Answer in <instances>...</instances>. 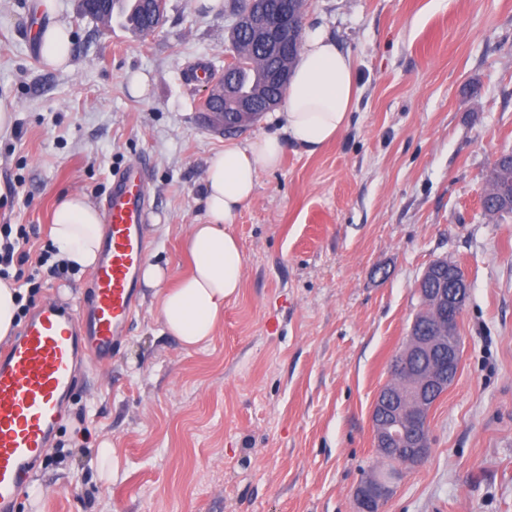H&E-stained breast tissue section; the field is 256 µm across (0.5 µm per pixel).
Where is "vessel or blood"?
<instances>
[{
  "label": "vessel or blood",
  "mask_w": 512,
  "mask_h": 512,
  "mask_svg": "<svg viewBox=\"0 0 512 512\" xmlns=\"http://www.w3.org/2000/svg\"><path fill=\"white\" fill-rule=\"evenodd\" d=\"M147 170L136 164L115 179L104 202L101 259L82 301L41 306L19 336L0 347V512H13L78 383L83 358L101 366L128 332L138 302L137 274L147 253Z\"/></svg>",
  "instance_id": "obj_1"
}]
</instances>
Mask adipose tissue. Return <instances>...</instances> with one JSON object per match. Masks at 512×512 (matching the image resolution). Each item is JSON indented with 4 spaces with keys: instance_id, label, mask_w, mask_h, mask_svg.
<instances>
[{
    "instance_id": "1",
    "label": "adipose tissue",
    "mask_w": 512,
    "mask_h": 512,
    "mask_svg": "<svg viewBox=\"0 0 512 512\" xmlns=\"http://www.w3.org/2000/svg\"><path fill=\"white\" fill-rule=\"evenodd\" d=\"M39 42L46 66L69 67L73 41L66 24L48 23L39 33ZM358 91L351 55L323 28H308L288 81L282 134L226 144L209 160L203 191L206 221L191 225L188 233L189 272L167 289L163 286L168 276L164 266L148 262L141 269L143 283L162 290L159 322L184 347L196 348L214 338L225 302L242 286L244 256L228 226L252 201L259 170L280 165L285 143L313 153L337 140L348 125ZM50 233L60 257L70 267L82 271L97 264L102 216L80 192L71 191L59 199Z\"/></svg>"
}]
</instances>
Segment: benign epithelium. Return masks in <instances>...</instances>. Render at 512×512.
Wrapping results in <instances>:
<instances>
[{"mask_svg":"<svg viewBox=\"0 0 512 512\" xmlns=\"http://www.w3.org/2000/svg\"><path fill=\"white\" fill-rule=\"evenodd\" d=\"M255 4L256 0H247L236 14L234 27L260 41L275 42L283 53L296 52L300 40H289L279 32L287 19L273 22L267 12L256 10ZM429 283L430 272L426 271L418 282L417 293L430 304L431 330L423 336L418 321H413L396 367V373L412 388V395L404 398L399 385L391 383L380 391L372 410L375 447L381 458L387 459L394 448H406L408 452L403 460L407 467L426 458L430 448L429 428L410 432L404 424L412 419H429L435 404L433 394L448 389L456 378L460 348L457 323L469 290L464 272L454 264L448 266V281H440L436 288L428 287ZM393 477L392 473L384 477L374 473L362 481L354 491L356 512H381L393 493Z\"/></svg>","mask_w":512,"mask_h":512,"instance_id":"obj_1","label":"benign epithelium"}]
</instances>
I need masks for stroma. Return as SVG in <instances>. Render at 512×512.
<instances>
[{
    "label": "stroma",
    "instance_id": "stroma-1",
    "mask_svg": "<svg viewBox=\"0 0 512 512\" xmlns=\"http://www.w3.org/2000/svg\"><path fill=\"white\" fill-rule=\"evenodd\" d=\"M72 33L69 70L39 56L37 0H0V225L46 250L68 191L102 206L114 173L147 161L149 260L188 269L203 177L228 140L281 132L276 111L227 137L205 120V79L232 53L228 12L167 0L136 37L56 0ZM355 60L359 93L340 137L315 153L285 144L230 226L245 259L214 339L184 348L140 289L112 361L71 397L17 512H354L382 465L371 411L421 309L433 261L470 289L460 365L430 412L431 451L402 470L383 512H512V214L485 216L488 168L512 152V0H306ZM142 71L148 98L130 97ZM89 272L35 274V305L80 301ZM112 443V479L76 433Z\"/></svg>",
    "mask_w": 512,
    "mask_h": 512
}]
</instances>
